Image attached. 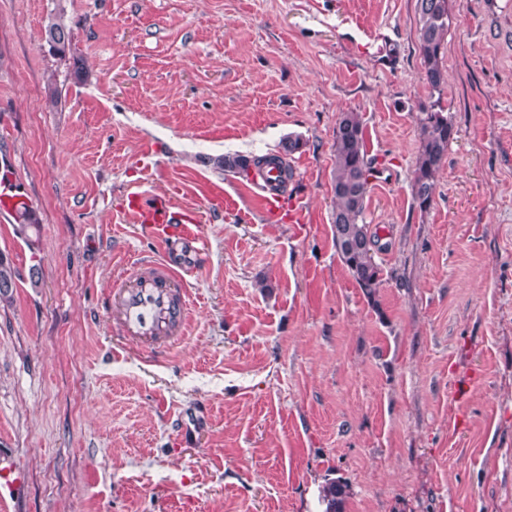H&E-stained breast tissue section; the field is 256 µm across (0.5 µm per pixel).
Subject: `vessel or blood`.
<instances>
[{"label":"vessel or blood","mask_w":512,"mask_h":512,"mask_svg":"<svg viewBox=\"0 0 512 512\" xmlns=\"http://www.w3.org/2000/svg\"><path fill=\"white\" fill-rule=\"evenodd\" d=\"M257 185L264 214L274 220L288 215L291 220L301 217L297 199H288L276 189L275 173L258 176ZM29 200L10 185L0 186V210L14 213L29 208ZM126 211L134 223L140 224L153 239L170 246H188L185 262L196 260L204 241L199 233V218L193 212L174 209L167 201L145 199L140 193H129ZM181 268L170 259L141 261L132 274L129 287L119 289L115 304L121 312L123 333L133 340L165 344L182 333L187 319L186 294L180 289ZM24 478L14 462L0 455V490L19 491Z\"/></svg>","instance_id":"1"}]
</instances>
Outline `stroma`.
Wrapping results in <instances>:
<instances>
[{"instance_id": "1", "label": "stroma", "mask_w": 512, "mask_h": 512, "mask_svg": "<svg viewBox=\"0 0 512 512\" xmlns=\"http://www.w3.org/2000/svg\"><path fill=\"white\" fill-rule=\"evenodd\" d=\"M455 127L413 200L416 0H0V212L20 277L0 302L10 512H512V0H448ZM73 29L69 56L46 26ZM81 72H74V65ZM361 113L368 302L333 244V144ZM305 221H267L220 155H278ZM132 192L197 211L183 335L154 354L112 292L149 256ZM32 208L29 200L19 191L11 188L2 182L0 189V210L7 213H16L18 210ZM29 210L24 211L20 215H16L17 223L20 229H27L36 226V221L30 214ZM23 483L24 477L17 470L14 462L0 454V498H3L2 489H7L11 494L18 492ZM350 485L342 477L326 479L319 490V503L324 512H345Z\"/></svg>"}]
</instances>
